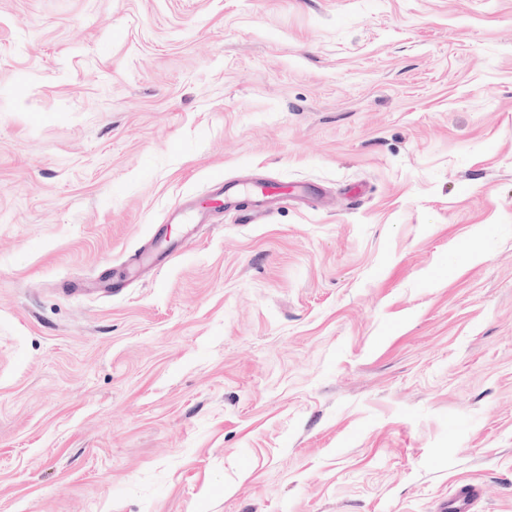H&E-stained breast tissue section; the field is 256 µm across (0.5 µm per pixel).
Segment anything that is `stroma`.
I'll list each match as a JSON object with an SVG mask.
<instances>
[{"mask_svg":"<svg viewBox=\"0 0 512 512\" xmlns=\"http://www.w3.org/2000/svg\"><path fill=\"white\" fill-rule=\"evenodd\" d=\"M258 177L315 194L97 289ZM465 484L512 512V0H0V512Z\"/></svg>","mask_w":512,"mask_h":512,"instance_id":"obj_1","label":"stroma"}]
</instances>
